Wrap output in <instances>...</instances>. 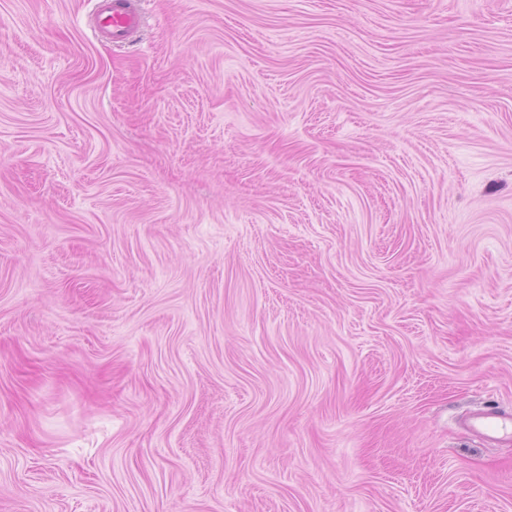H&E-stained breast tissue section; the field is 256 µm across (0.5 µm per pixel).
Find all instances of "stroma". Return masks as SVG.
Wrapping results in <instances>:
<instances>
[{
	"label": "stroma",
	"mask_w": 512,
	"mask_h": 512,
	"mask_svg": "<svg viewBox=\"0 0 512 512\" xmlns=\"http://www.w3.org/2000/svg\"><path fill=\"white\" fill-rule=\"evenodd\" d=\"M0 0V512H512V0ZM139 0H97L95 29L115 45L130 42L143 24ZM507 418L496 411L478 412L471 417L468 427L470 430L496 441L498 439L496 435L506 429V422H511V416L508 415Z\"/></svg>",
	"instance_id": "1"
}]
</instances>
